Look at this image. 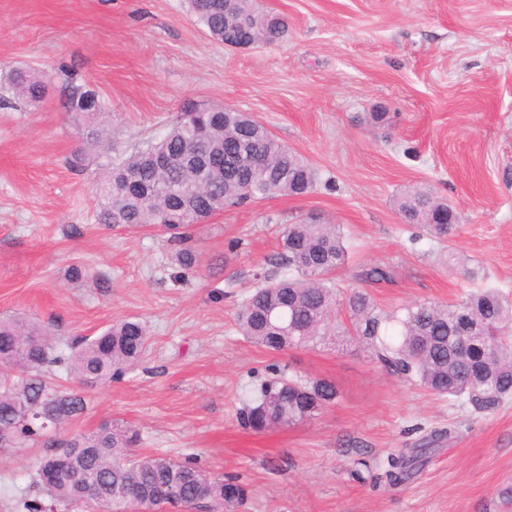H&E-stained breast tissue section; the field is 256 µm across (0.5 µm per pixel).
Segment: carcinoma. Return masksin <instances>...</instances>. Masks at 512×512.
Masks as SVG:
<instances>
[{
    "label": "carcinoma",
    "mask_w": 512,
    "mask_h": 512,
    "mask_svg": "<svg viewBox=\"0 0 512 512\" xmlns=\"http://www.w3.org/2000/svg\"><path fill=\"white\" fill-rule=\"evenodd\" d=\"M196 22L229 47L270 43L288 30L284 16L264 12L255 0H187ZM36 72L16 68L0 80V106L45 95ZM67 112L83 132V148L72 165L85 169V153L105 158L95 178L96 220L114 229L158 230L174 247L179 276L195 272L199 254L188 230L223 207L272 194L300 196L317 174L300 154L279 143L260 122L217 104L182 112L162 136L120 161L110 158L112 123L105 102L92 87L70 78ZM169 164L161 166L157 158ZM406 224L444 241L456 229L448 223V199L425 189L396 199ZM347 255L335 224H288L276 266L279 279L263 284L240 305L235 325L248 342L271 352L304 349L331 339L356 345L386 370L416 381L437 396L496 411L512 399V304L496 289L469 290L450 303L423 302L385 311L360 288L345 301L329 275ZM149 336L138 318L110 325L93 338L60 340L39 324L0 319V452L36 445L37 484L45 497L24 500V512H54L60 504L90 512L178 510L203 492L216 512H233L247 499L239 477L210 476L198 463L137 452L141 433L130 424L104 423L86 432L74 422L88 410L81 386H109L146 356ZM336 386L324 378L303 379L275 372L252 391L237 412L255 432L288 429L314 419L336 402ZM66 452L75 474L48 481L45 472ZM434 449L427 446L387 455L379 466L391 486L408 483Z\"/></svg>",
    "instance_id": "carcinoma-1"
}]
</instances>
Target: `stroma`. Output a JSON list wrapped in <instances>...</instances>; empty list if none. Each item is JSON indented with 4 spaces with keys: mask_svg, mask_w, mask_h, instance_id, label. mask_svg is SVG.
<instances>
[{
    "mask_svg": "<svg viewBox=\"0 0 512 512\" xmlns=\"http://www.w3.org/2000/svg\"><path fill=\"white\" fill-rule=\"evenodd\" d=\"M288 33L257 48L209 37L184 0H0V71L44 75L35 107L0 109V316L62 337L146 322L143 364L84 394L77 428L120 420L143 452L198 459L240 475L238 512H512V399L491 414L404 381L348 347L271 353L248 343L235 313L270 271L280 232L299 220L340 225L343 293L363 288L390 310L449 302L474 289L469 269L512 302V0H261ZM112 112V156L160 136L185 100L223 104L267 126L319 176L303 197L227 207L195 226L201 267L179 279L153 231L94 220L87 171L69 162L81 136L66 111L68 74ZM387 113L386 124L368 121ZM426 188L459 213L446 243L414 236L397 196ZM459 256L440 261L442 248ZM83 267L82 281L68 279ZM378 267L388 281L371 282ZM325 378L338 397L315 419L256 434L235 414L270 368ZM453 428L408 484L378 479L375 460ZM39 448L0 452V512H22ZM364 468H357V461Z\"/></svg>",
    "mask_w": 512,
    "mask_h": 512,
    "instance_id": "35a3bbf8",
    "label": "stroma"
}]
</instances>
